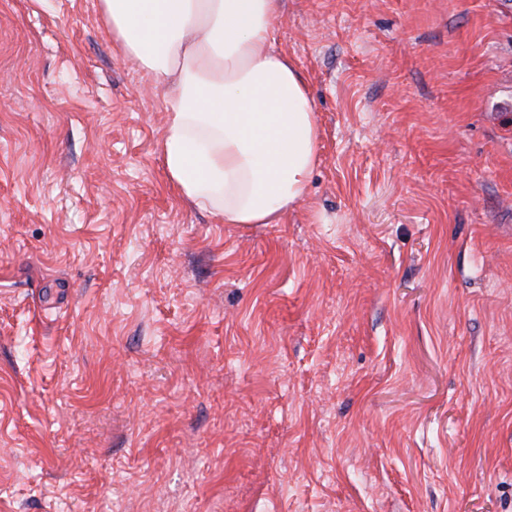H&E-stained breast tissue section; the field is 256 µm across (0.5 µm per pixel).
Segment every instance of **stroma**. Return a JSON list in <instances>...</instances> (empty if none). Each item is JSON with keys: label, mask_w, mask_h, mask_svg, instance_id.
I'll list each match as a JSON object with an SVG mask.
<instances>
[{"label": "stroma", "mask_w": 512, "mask_h": 512, "mask_svg": "<svg viewBox=\"0 0 512 512\" xmlns=\"http://www.w3.org/2000/svg\"><path fill=\"white\" fill-rule=\"evenodd\" d=\"M321 131L186 203L100 0H0V512H512V0H282Z\"/></svg>", "instance_id": "obj_1"}]
</instances>
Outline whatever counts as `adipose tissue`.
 Here are the masks:
<instances>
[{"label":"adipose tissue","instance_id":"adipose-tissue-1","mask_svg":"<svg viewBox=\"0 0 512 512\" xmlns=\"http://www.w3.org/2000/svg\"><path fill=\"white\" fill-rule=\"evenodd\" d=\"M123 54L165 89L168 180L227 224L300 202L320 130L298 64L277 50L281 0H101Z\"/></svg>","mask_w":512,"mask_h":512}]
</instances>
